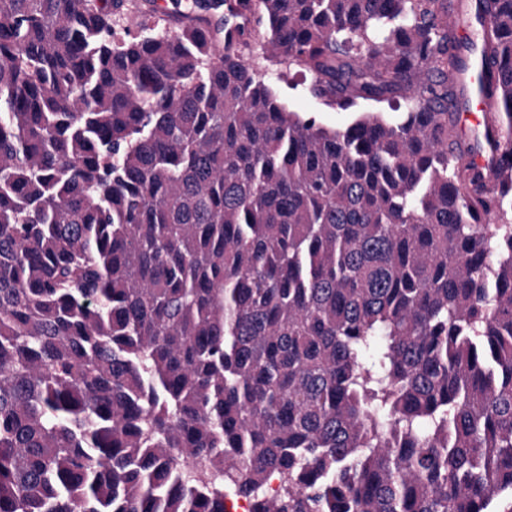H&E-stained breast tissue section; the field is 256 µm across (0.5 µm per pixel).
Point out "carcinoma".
<instances>
[{
    "label": "carcinoma",
    "mask_w": 512,
    "mask_h": 512,
    "mask_svg": "<svg viewBox=\"0 0 512 512\" xmlns=\"http://www.w3.org/2000/svg\"><path fill=\"white\" fill-rule=\"evenodd\" d=\"M154 3L0 0V512H512V0ZM274 73L271 83L288 104L290 111L297 112L301 117H315L316 121L329 128L338 129L347 126L353 119L356 109L340 110L324 105L309 92L312 75L298 67L274 65L270 67ZM476 71L469 73V82L472 84L474 88L473 91H470V96L468 98V102L461 109V118H468L472 122V126L464 131L468 136H473L477 132H482L484 128L489 123L490 115L492 112H495L496 101L493 97L488 96L486 93L479 92L477 89L478 86V76L479 72L481 73V66L475 68ZM477 114H480L477 115ZM467 130V131H466ZM474 159L480 167L494 166L496 169H506L512 164L510 150L503 147L501 143L490 153V156L481 152L476 153Z\"/></svg>",
    "instance_id": "1"
}]
</instances>
